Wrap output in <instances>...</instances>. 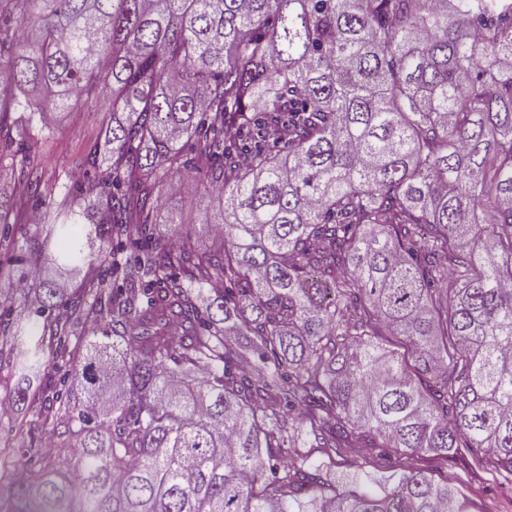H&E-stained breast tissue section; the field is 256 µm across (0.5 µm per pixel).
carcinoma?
Masks as SVG:
<instances>
[{"instance_id": "cac0c4a2", "label": "carcinoma", "mask_w": 512, "mask_h": 512, "mask_svg": "<svg viewBox=\"0 0 512 512\" xmlns=\"http://www.w3.org/2000/svg\"><path fill=\"white\" fill-rule=\"evenodd\" d=\"M104 98L63 186L34 146ZM0 142V224L42 226L16 261L55 263L0 326V512H476L450 458L512 484V0H0ZM190 176L203 250L152 232ZM437 480L452 478L456 479L458 485L463 489H468L473 485L472 476L468 473L466 463L462 460H448V465H442L439 470L434 472Z\"/></svg>"}]
</instances>
